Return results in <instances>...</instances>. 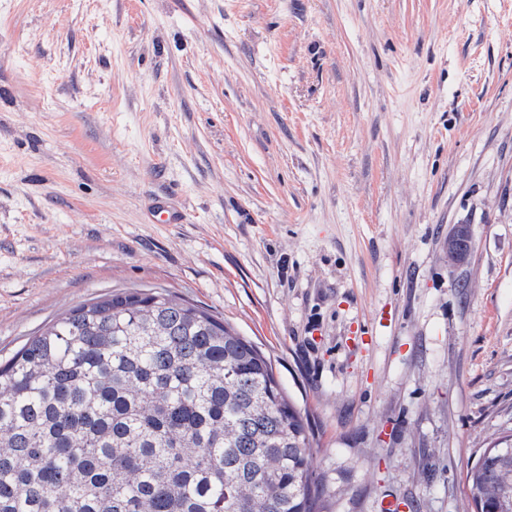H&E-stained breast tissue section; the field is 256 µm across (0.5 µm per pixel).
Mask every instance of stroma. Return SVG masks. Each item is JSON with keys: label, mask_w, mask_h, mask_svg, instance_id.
<instances>
[{"label": "stroma", "mask_w": 512, "mask_h": 512, "mask_svg": "<svg viewBox=\"0 0 512 512\" xmlns=\"http://www.w3.org/2000/svg\"><path fill=\"white\" fill-rule=\"evenodd\" d=\"M131 288L270 358L321 512H475L512 428V0H0V358ZM474 249L471 225L456 224L448 232L447 254L449 267L465 264ZM492 444V443H491ZM491 444L484 449L480 455L479 461L476 466L471 470L468 481L471 485L472 497L477 506L476 498L474 497V491L478 489L486 476L491 477L495 473L496 469L510 467L512 464V452L510 453L505 448H512V431H511V446L500 448L498 453L491 456H486L487 452L491 448Z\"/></svg>", "instance_id": "stroma-1"}]
</instances>
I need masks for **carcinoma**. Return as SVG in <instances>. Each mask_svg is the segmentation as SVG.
Segmentation results:
<instances>
[{"mask_svg": "<svg viewBox=\"0 0 512 512\" xmlns=\"http://www.w3.org/2000/svg\"><path fill=\"white\" fill-rule=\"evenodd\" d=\"M300 411L252 342L165 289L71 308L0 362V512H320ZM512 452H482L480 487Z\"/></svg>", "mask_w": 512, "mask_h": 512, "instance_id": "cac0c4a2", "label": "carcinoma"}]
</instances>
